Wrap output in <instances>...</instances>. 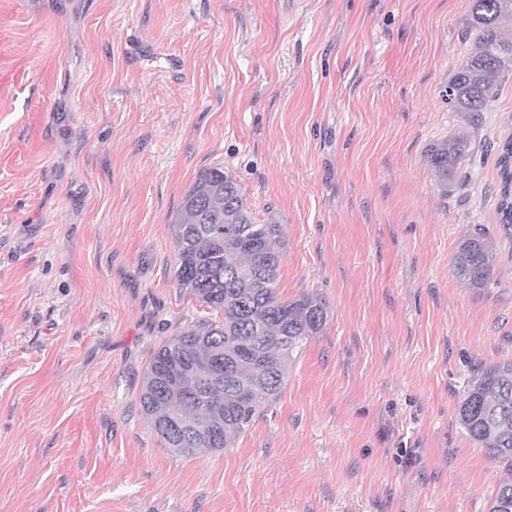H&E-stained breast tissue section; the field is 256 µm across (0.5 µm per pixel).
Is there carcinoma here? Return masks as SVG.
<instances>
[{
	"label": "carcinoma",
	"instance_id": "obj_1",
	"mask_svg": "<svg viewBox=\"0 0 512 512\" xmlns=\"http://www.w3.org/2000/svg\"><path fill=\"white\" fill-rule=\"evenodd\" d=\"M508 20L512 0H471L473 48L448 84V107L472 123L512 75V37L503 33ZM467 142L461 132L426 149L441 187H448ZM497 166L496 211L502 233L512 238V134L499 143ZM281 243V225L258 223L224 168L199 172L174 220L173 277L179 292L222 319L196 321L150 357L140 406L164 447L188 458L233 447L260 407L279 394L301 347L325 329L328 307L318 294L277 293ZM495 259L490 234L476 227L458 243L453 274L481 291ZM457 421L508 472L489 512H512V361L474 374Z\"/></svg>",
	"mask_w": 512,
	"mask_h": 512
}]
</instances>
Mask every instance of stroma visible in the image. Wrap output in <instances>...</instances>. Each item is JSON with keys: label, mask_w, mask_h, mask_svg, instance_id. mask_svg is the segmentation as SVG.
<instances>
[{"label": "stroma", "mask_w": 512, "mask_h": 512, "mask_svg": "<svg viewBox=\"0 0 512 512\" xmlns=\"http://www.w3.org/2000/svg\"><path fill=\"white\" fill-rule=\"evenodd\" d=\"M470 0H0L27 77L0 102V512H489L505 471L457 410L512 361L498 144L448 109ZM466 131L464 183L430 143ZM220 165L280 224L277 290L319 293L279 395L187 458L142 414L153 350L211 317L173 281L174 218ZM497 249L475 293L463 234ZM478 226L461 238L452 261L455 278L475 291L487 288L497 255L490 234Z\"/></svg>", "instance_id": "stroma-1"}]
</instances>
